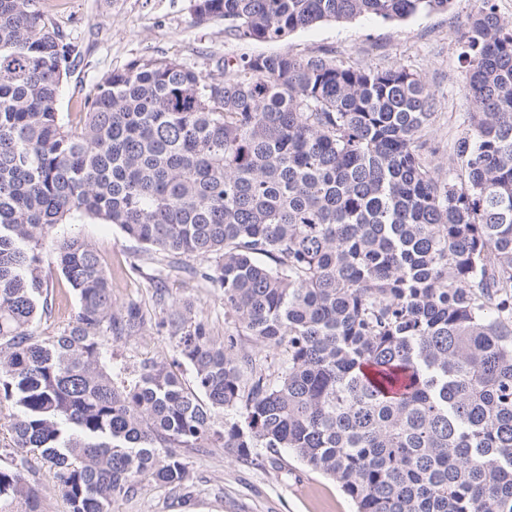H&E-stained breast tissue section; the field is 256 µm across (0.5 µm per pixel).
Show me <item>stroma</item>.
Masks as SVG:
<instances>
[{"instance_id":"35a3bbf8","label":"stroma","mask_w":512,"mask_h":512,"mask_svg":"<svg viewBox=\"0 0 512 512\" xmlns=\"http://www.w3.org/2000/svg\"><path fill=\"white\" fill-rule=\"evenodd\" d=\"M53 12L60 29L82 48L80 58L60 92L62 111L93 91L103 75L124 68L140 57L175 58L203 77L220 78L213 58L220 56L290 53L321 50L338 62L363 67L405 65L431 86L437 102L430 135L443 149L433 160L438 176L447 177L454 166L456 141L468 127L469 103L464 95L463 45L457 32L460 21L474 8V0H454L451 8L412 17L400 24L365 16L344 23H323L291 34L285 40L238 43L225 38L224 23L196 24L191 0H39ZM53 237L77 236L91 244L112 279L116 303L135 299L159 314L152 284L130 271L143 257V246L112 224L76 214L56 225ZM49 278L51 315L36 326L40 337L58 333L70 318L76 298L58 270L52 253L44 255ZM170 297L190 303L206 320L215 337H223L224 300L219 289L200 287L181 274L165 283ZM114 360L136 367L147 360L172 361L170 337L146 329L141 335L113 343ZM189 480L183 488L149 484L129 498L117 500L113 512H355V504L340 485L312 470L288 451L258 449L243 462L212 444L186 448Z\"/></svg>"}]
</instances>
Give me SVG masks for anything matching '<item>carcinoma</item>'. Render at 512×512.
Listing matches in <instances>:
<instances>
[{"mask_svg":"<svg viewBox=\"0 0 512 512\" xmlns=\"http://www.w3.org/2000/svg\"><path fill=\"white\" fill-rule=\"evenodd\" d=\"M450 3L193 0V13L238 42H278ZM463 37L471 112L442 179L424 134L435 94L404 65L220 57L216 82L142 57L74 122L59 92L78 43L36 0H0V403L21 456L0 467V512H42L30 455L70 512H112L146 482L184 485L178 449L211 440L243 461L286 449L356 512H512V21L477 0ZM75 213L145 245L131 271L162 317L112 301L91 244L49 239ZM48 244L77 305L40 339ZM180 273L223 292L224 339L169 300ZM150 324L173 362L110 364L109 342Z\"/></svg>","mask_w":512,"mask_h":512,"instance_id":"obj_1","label":"carcinoma"}]
</instances>
